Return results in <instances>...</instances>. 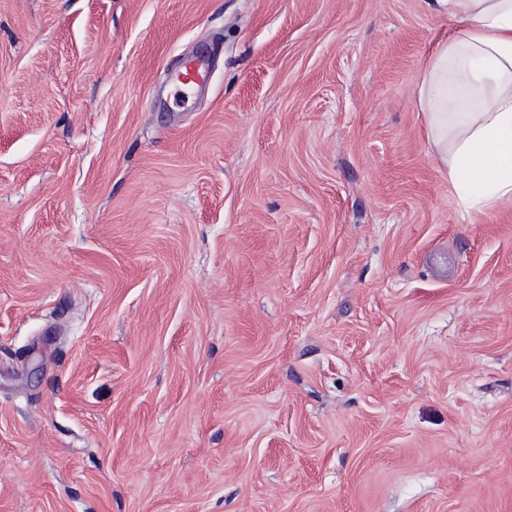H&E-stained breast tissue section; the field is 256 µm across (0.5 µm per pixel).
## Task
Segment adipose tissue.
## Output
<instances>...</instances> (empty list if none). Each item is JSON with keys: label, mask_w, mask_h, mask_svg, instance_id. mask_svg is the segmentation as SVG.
I'll use <instances>...</instances> for the list:
<instances>
[{"label": "adipose tissue", "mask_w": 512, "mask_h": 512, "mask_svg": "<svg viewBox=\"0 0 512 512\" xmlns=\"http://www.w3.org/2000/svg\"><path fill=\"white\" fill-rule=\"evenodd\" d=\"M453 22L423 65L417 101L457 207L512 199V0H434Z\"/></svg>", "instance_id": "obj_1"}]
</instances>
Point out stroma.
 I'll list each match as a JSON object with an SVG mask.
<instances>
[{
  "instance_id": "35a3bbf8",
  "label": "stroma",
  "mask_w": 512,
  "mask_h": 512,
  "mask_svg": "<svg viewBox=\"0 0 512 512\" xmlns=\"http://www.w3.org/2000/svg\"><path fill=\"white\" fill-rule=\"evenodd\" d=\"M450 24L0 0V512H512V201L459 211L416 100ZM208 72L204 66L203 60L194 61L184 65L179 69L174 77V82L194 88L207 80Z\"/></svg>"
}]
</instances>
